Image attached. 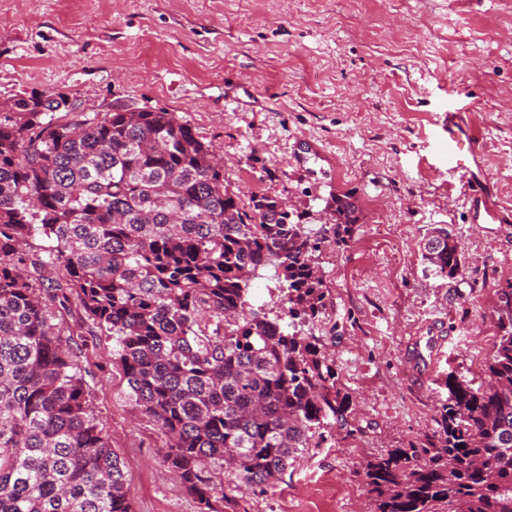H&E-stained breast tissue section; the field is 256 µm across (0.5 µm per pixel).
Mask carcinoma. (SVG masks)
Wrapping results in <instances>:
<instances>
[{
  "label": "carcinoma",
  "mask_w": 512,
  "mask_h": 512,
  "mask_svg": "<svg viewBox=\"0 0 512 512\" xmlns=\"http://www.w3.org/2000/svg\"><path fill=\"white\" fill-rule=\"evenodd\" d=\"M69 116L46 92L0 108V512H133L81 350L53 323L50 307L73 293L167 437L164 464L198 512H222L225 474L263 491L300 449L349 426L320 339L284 332L247 299L271 264L288 318L315 319L322 239L274 199L245 210L213 146L175 112ZM356 211L336 200V245ZM38 236L51 244L30 258ZM423 249L436 276L459 272L447 229ZM501 299L487 382L447 375L432 434L367 463L373 512H512V288Z\"/></svg>",
  "instance_id": "carcinoma-1"
}]
</instances>
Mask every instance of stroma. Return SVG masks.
I'll list each match as a JSON object with an SVG mask.
<instances>
[{
	"label": "stroma",
	"instance_id": "1",
	"mask_svg": "<svg viewBox=\"0 0 512 512\" xmlns=\"http://www.w3.org/2000/svg\"><path fill=\"white\" fill-rule=\"evenodd\" d=\"M31 90L98 112L178 113L216 148L243 207L286 202L324 236L312 264L325 307L295 329L331 354L351 429L303 450L266 492L226 484L224 512H371L367 461L431 434L441 380L483 382L499 336L512 223L474 220L445 113L480 129L489 191L511 212L512 0H0V102ZM340 196L359 208L341 247L326 235ZM441 224L463 256L453 279L433 276L420 249ZM248 299L283 317L273 266ZM55 321L82 350L134 512H197L162 461L164 434L127 399L111 336L74 300ZM433 331L444 349L420 381L412 339Z\"/></svg>",
	"mask_w": 512,
	"mask_h": 512
}]
</instances>
